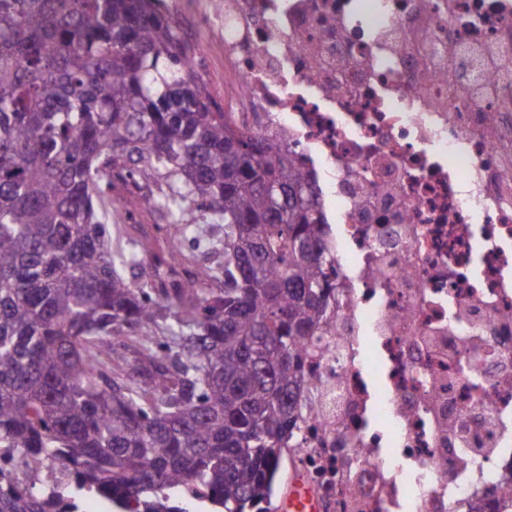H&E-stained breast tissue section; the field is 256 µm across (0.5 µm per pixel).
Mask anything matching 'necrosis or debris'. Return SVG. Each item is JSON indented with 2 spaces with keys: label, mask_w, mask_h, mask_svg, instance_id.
Listing matches in <instances>:
<instances>
[{
  "label": "necrosis or debris",
  "mask_w": 512,
  "mask_h": 512,
  "mask_svg": "<svg viewBox=\"0 0 512 512\" xmlns=\"http://www.w3.org/2000/svg\"><path fill=\"white\" fill-rule=\"evenodd\" d=\"M224 100L287 132L336 257L301 465L332 512L512 484V0H224Z\"/></svg>",
  "instance_id": "obj_1"
}]
</instances>
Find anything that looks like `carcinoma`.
Masks as SVG:
<instances>
[{
    "label": "carcinoma",
    "instance_id": "1",
    "mask_svg": "<svg viewBox=\"0 0 512 512\" xmlns=\"http://www.w3.org/2000/svg\"><path fill=\"white\" fill-rule=\"evenodd\" d=\"M190 59L161 0H0V512H269L336 268L288 134L237 128ZM136 212L174 217L142 285L105 227ZM194 231L189 236L195 237V260L198 267H208L215 263L220 250L212 245L213 241L219 240L224 236V232L213 224H194ZM212 226H216L212 228ZM199 246V248H197Z\"/></svg>",
    "mask_w": 512,
    "mask_h": 512
}]
</instances>
